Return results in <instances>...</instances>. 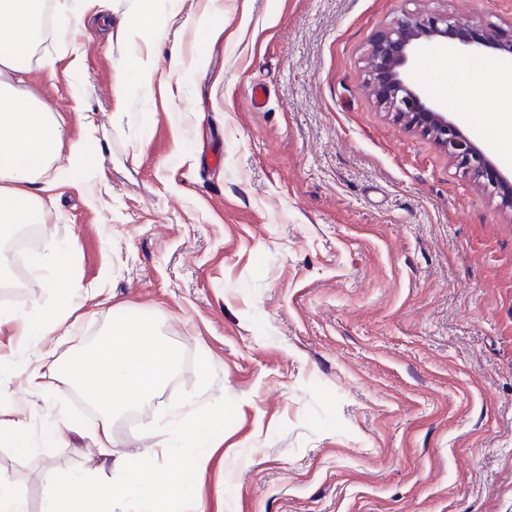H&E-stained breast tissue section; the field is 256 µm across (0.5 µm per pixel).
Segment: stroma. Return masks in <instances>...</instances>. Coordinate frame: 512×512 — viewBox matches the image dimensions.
<instances>
[{
  "instance_id": "1",
  "label": "stroma",
  "mask_w": 512,
  "mask_h": 512,
  "mask_svg": "<svg viewBox=\"0 0 512 512\" xmlns=\"http://www.w3.org/2000/svg\"><path fill=\"white\" fill-rule=\"evenodd\" d=\"M67 4L79 23L45 25L22 84L66 129L37 237L58 248L21 289L14 268L0 275V309L54 319L56 278L78 305L65 335L29 347L0 330L15 362L0 373V480L27 512H44L54 473L114 479L101 414L59 366L127 313L157 317L187 361L139 428L113 421L117 450L147 447L141 425L178 391L236 402L195 479L204 512H512V207L367 84L370 42L401 13L507 30L512 0ZM142 11L157 33L128 28ZM466 57L429 46L413 75L432 90ZM440 105L512 172L490 81ZM78 140L89 161L73 170ZM198 355L216 372L202 391ZM59 412L74 427L61 440Z\"/></svg>"
}]
</instances>
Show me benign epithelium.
<instances>
[{"label": "benign epithelium", "instance_id": "obj_1", "mask_svg": "<svg viewBox=\"0 0 512 512\" xmlns=\"http://www.w3.org/2000/svg\"><path fill=\"white\" fill-rule=\"evenodd\" d=\"M442 38L465 46L496 49L503 60L512 62V30L475 33L453 24L443 14L404 12L371 40L372 97L385 112L432 137L464 171L503 182L505 178L495 164L461 133L448 113L426 95L411 75L422 46Z\"/></svg>", "mask_w": 512, "mask_h": 512}]
</instances>
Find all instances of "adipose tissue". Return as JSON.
I'll use <instances>...</instances> for the list:
<instances>
[{"label": "adipose tissue", "mask_w": 512, "mask_h": 512, "mask_svg": "<svg viewBox=\"0 0 512 512\" xmlns=\"http://www.w3.org/2000/svg\"><path fill=\"white\" fill-rule=\"evenodd\" d=\"M45 0H0V235L40 221L41 177L64 136V125L33 97L21 96L14 79L20 60L37 41ZM496 111L488 122L512 147V66L492 77Z\"/></svg>", "instance_id": "ef3b65f1"}]
</instances>
